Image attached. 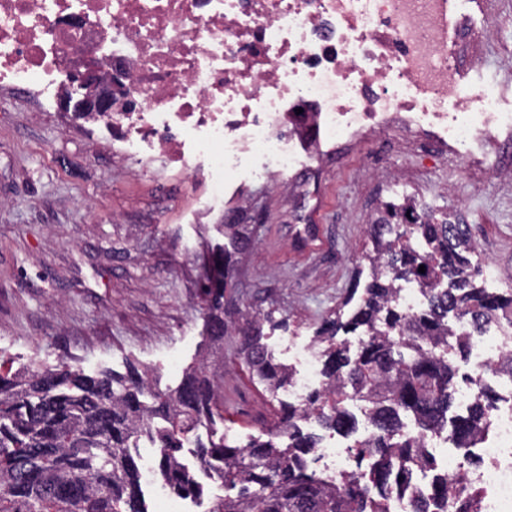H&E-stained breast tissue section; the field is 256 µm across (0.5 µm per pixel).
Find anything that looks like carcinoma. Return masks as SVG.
<instances>
[{"mask_svg": "<svg viewBox=\"0 0 512 512\" xmlns=\"http://www.w3.org/2000/svg\"><path fill=\"white\" fill-rule=\"evenodd\" d=\"M402 225L409 231L398 232ZM224 235L229 246L203 258L199 279L210 356L185 370L176 388L159 390L149 371L133 365L125 375L109 369L87 375L69 365L51 369L32 362L0 374V512H147L134 453L143 439L156 448L170 491L198 496L201 485L180 459L192 438L200 468L217 473L224 486V497L209 512H385V495L402 473L412 465L434 466L421 439L402 433L401 414L413 415L426 432L451 427L463 446L488 431L490 391L482 390L464 416L450 419L448 411L470 337L487 324L512 325V288L475 286L467 225L448 223L446 212L409 217L388 205L371 225V281L360 296L351 290L349 313L336 312L316 332L315 342L325 345L322 390L307 406L282 411L277 428L288 444L271 438L227 444L216 429L224 421V294L250 240V225L226 224ZM411 277L429 300L418 315L394 304L395 282ZM456 310L469 316L472 332L451 338L448 313ZM360 328L367 341L352 358L338 336ZM238 333L240 355L259 383L275 392L289 381L290 373L272 362L257 321ZM348 386L377 428L356 449L357 457L372 459L366 478L375 497L353 483L330 484L306 468L305 457L318 442L297 420L314 414L324 428L353 432L355 422L342 406ZM431 493L445 509L451 501L455 512H478L476 496H457L446 478Z\"/></svg>", "mask_w": 512, "mask_h": 512, "instance_id": "carcinoma-1", "label": "carcinoma"}]
</instances>
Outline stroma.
Wrapping results in <instances>:
<instances>
[{
  "mask_svg": "<svg viewBox=\"0 0 512 512\" xmlns=\"http://www.w3.org/2000/svg\"><path fill=\"white\" fill-rule=\"evenodd\" d=\"M471 45L485 59L465 81L495 80L512 105V0H480ZM402 181L427 211L467 224L480 261L512 288V175L482 177L466 160L421 151L412 136L373 133L323 145L295 189L243 173L222 209L205 208L206 183L157 160L147 174L116 156L110 140L57 109L0 87V369L66 362L85 373L148 368L160 389L176 387L204 349L198 275L205 250L224 246L226 224H248L227 293L239 320L257 319L274 363L297 365L294 341L366 284L369 226ZM319 227L310 249L296 232ZM288 397L253 378L224 339V438L242 446L267 438Z\"/></svg>",
  "mask_w": 512,
  "mask_h": 512,
  "instance_id": "stroma-1",
  "label": "stroma"
}]
</instances>
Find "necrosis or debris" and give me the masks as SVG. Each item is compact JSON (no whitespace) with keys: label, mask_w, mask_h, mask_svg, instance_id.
I'll return each mask as SVG.
<instances>
[{"label":"necrosis or debris","mask_w":512,"mask_h":512,"mask_svg":"<svg viewBox=\"0 0 512 512\" xmlns=\"http://www.w3.org/2000/svg\"><path fill=\"white\" fill-rule=\"evenodd\" d=\"M469 0H0V86L56 106L71 105L80 62L103 72L125 62L121 82L134 108L91 121L133 162L160 156L207 183L208 207L244 159L257 155L276 183L291 184L307 134L342 143L399 127L425 129L436 144L500 171L496 150L512 132V110L488 82L461 76L462 48L476 37ZM504 327L471 335L469 378L454 404L469 409L479 389L503 380L509 395L490 410L488 435L459 449L448 433L423 437L436 466L414 467L387 512L448 476L478 512H512V377L499 368ZM300 366L288 397L306 405L322 387L317 348L294 347ZM327 482L355 481L362 462L329 441L317 448Z\"/></svg>","instance_id":"4bbe7bcc"}]
</instances>
